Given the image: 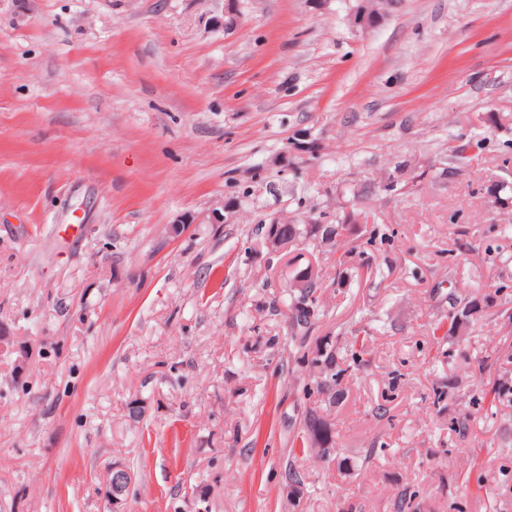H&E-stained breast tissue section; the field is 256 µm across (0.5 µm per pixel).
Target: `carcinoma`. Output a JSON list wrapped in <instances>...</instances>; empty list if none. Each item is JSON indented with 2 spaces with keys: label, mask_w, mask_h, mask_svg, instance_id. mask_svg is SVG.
<instances>
[{
  "label": "carcinoma",
  "mask_w": 512,
  "mask_h": 512,
  "mask_svg": "<svg viewBox=\"0 0 512 512\" xmlns=\"http://www.w3.org/2000/svg\"><path fill=\"white\" fill-rule=\"evenodd\" d=\"M470 143L461 142L448 147V164L438 172L441 179L451 178L471 166L472 157L466 154ZM427 175V169L411 158H403L387 168L381 178L375 182V187L384 192L415 189ZM486 193L491 202L508 217H512V187L505 183H493L486 187ZM369 224V213L355 204L350 206H338L333 219L325 221V214H308L303 217L301 224H282L280 231L288 238L292 245L297 246L303 242L314 241L322 247L336 249L348 244L361 236L363 228ZM301 270H296L292 276L290 287L293 298L288 305V321L291 329V338L305 340L307 333L313 325V320L319 312V286L317 279L312 277L305 283ZM496 301V295L484 296V305H479L468 300L456 290L448 293V319H450V331L468 334L476 329L485 332V337L492 338L491 330L484 323L485 308L490 307ZM316 356L312 364L330 374V380L336 381L345 369H336L339 350L335 343H327L315 349ZM298 432L300 452L308 455H322L318 441L332 446L335 444L336 433L329 420L318 410L311 408L306 411L300 422Z\"/></svg>",
  "instance_id": "1"
}]
</instances>
